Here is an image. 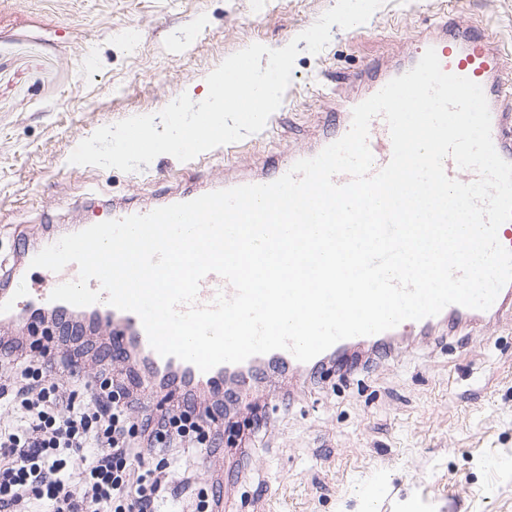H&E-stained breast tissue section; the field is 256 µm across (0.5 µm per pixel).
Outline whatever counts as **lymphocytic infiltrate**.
Wrapping results in <instances>:
<instances>
[{
    "mask_svg": "<svg viewBox=\"0 0 512 512\" xmlns=\"http://www.w3.org/2000/svg\"><path fill=\"white\" fill-rule=\"evenodd\" d=\"M76 330L39 346L24 363L22 344L5 341L0 368H18L0 383L11 414L0 417V512H160L192 487L193 472L171 475L169 466L185 449L217 447L191 400L160 416L133 419L125 380L103 370L100 385L86 389L82 369L67 344ZM58 363L64 379L51 377Z\"/></svg>",
    "mask_w": 512,
    "mask_h": 512,
    "instance_id": "obj_1",
    "label": "lymphocytic infiltrate"
}]
</instances>
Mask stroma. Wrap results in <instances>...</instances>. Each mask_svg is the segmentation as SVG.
<instances>
[{"label":"stroma","instance_id":"1","mask_svg":"<svg viewBox=\"0 0 512 512\" xmlns=\"http://www.w3.org/2000/svg\"><path fill=\"white\" fill-rule=\"evenodd\" d=\"M336 0H0V261L96 206H150L174 188L256 170L334 131L330 106L356 73L404 61L444 0H386L364 25L332 26L311 54L297 36ZM486 25L512 77V0H455ZM300 49L262 135L213 149L199 173L163 154L134 172L73 165L98 128L153 115L250 44ZM263 427H256L255 418ZM223 455L185 453L200 487L224 479V512H512V318L405 335L367 372L275 380L240 399ZM383 492L365 503L374 481Z\"/></svg>","mask_w":512,"mask_h":512}]
</instances>
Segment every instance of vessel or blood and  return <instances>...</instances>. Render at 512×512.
<instances>
[{
	"mask_svg": "<svg viewBox=\"0 0 512 512\" xmlns=\"http://www.w3.org/2000/svg\"><path fill=\"white\" fill-rule=\"evenodd\" d=\"M417 54L435 49L445 72L466 77L479 84L487 99L491 116V135L497 153L512 162V85L504 77L503 53L488 28L465 24L453 15L417 36ZM413 67L412 62H401L389 68L374 67L357 75L354 91L339 100L336 109V137H343L350 129L353 108L365 101L391 79ZM368 146L373 157V170H381L392 157L389 127L384 117H374L369 125ZM293 165L292 160L275 161L272 171L225 178V187L245 184L270 183ZM76 264L66 265L60 272L43 270L44 283L17 295L14 289H0V324L23 323L33 328L43 320L44 313H52L56 323H75L89 333H107L111 346L123 350L125 361L132 369L136 390L153 396L157 408H164L167 401L188 395L198 397L210 394L220 396L228 380L258 381L269 377L287 378L288 374L305 370L307 365H320V358L311 363L295 359L288 351L275 350L255 355L238 364H221L203 372L194 364L173 356H160L149 342L138 315L122 311L99 301L89 306L76 307L51 300L50 294L59 284L77 279ZM232 294V286L217 274L204 277L197 297L198 304H210L217 292ZM512 312V283L500 290L495 302L487 310H475L460 305L447 306L440 314L416 321L421 333L431 334L441 326L456 327L473 324L485 318L500 317Z\"/></svg>",
	"mask_w": 512,
	"mask_h": 512,
	"instance_id": "1",
	"label": "vessel or blood"
}]
</instances>
